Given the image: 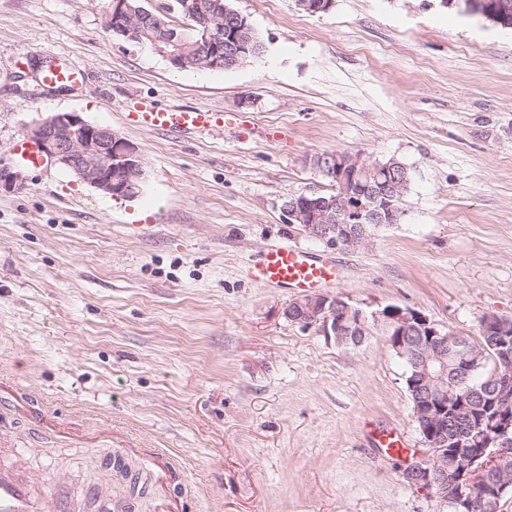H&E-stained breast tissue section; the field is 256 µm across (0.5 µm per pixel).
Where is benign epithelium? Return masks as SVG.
<instances>
[{"label": "benign epithelium", "instance_id": "obj_1", "mask_svg": "<svg viewBox=\"0 0 512 512\" xmlns=\"http://www.w3.org/2000/svg\"><path fill=\"white\" fill-rule=\"evenodd\" d=\"M310 15L326 14L334 0H295ZM461 12L489 21L503 16L500 0H443ZM105 26L136 44L149 42L152 50L178 69H222L247 64L255 53L243 15L224 7V25L203 23V40L188 44L183 35L158 16H145L130 0H112ZM48 162L110 197H129L144 175L139 150L110 128L86 121L77 112H57L26 130ZM316 167L335 184L336 194L310 205L307 194L283 202L286 222L300 224L328 247L349 251L371 240L370 224H395L397 202L408 185L407 168L395 159L383 164L360 153L335 152L319 156ZM23 177L16 168L0 167V185L17 186ZM289 321L314 328L338 344L342 335L365 333L369 322L383 321L391 329L389 343L407 363L412 375L409 392L426 455L405 460L401 467L407 484L448 503L451 512H501L512 499V344L503 339L512 320L491 313L481 319L485 333L499 342L498 389L483 399V411L474 418L466 398L457 397L448 384L447 338L421 312L387 306L366 315L340 297L306 294L284 310Z\"/></svg>", "mask_w": 512, "mask_h": 512}]
</instances>
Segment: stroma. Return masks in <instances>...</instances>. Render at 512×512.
I'll list each match as a JSON object with an SVG mask.
<instances>
[{"mask_svg":"<svg viewBox=\"0 0 512 512\" xmlns=\"http://www.w3.org/2000/svg\"><path fill=\"white\" fill-rule=\"evenodd\" d=\"M277 3L232 0L264 42L250 63L181 70L106 29L111 0H0V162L57 112L144 160L128 200L53 165L0 187V434L37 491L100 485L112 512H448L372 444L395 427L425 448L385 324L339 345L285 317L299 290L247 268L273 246L323 254L345 272L331 295L472 341L485 315L512 316V29L443 0H335L316 16ZM45 61L81 81L41 85ZM145 105L207 106L251 134L142 131L125 115ZM326 152L410 171L399 221L364 247L283 219L289 196L331 190ZM91 453L122 455L147 495L88 468Z\"/></svg>","mask_w":512,"mask_h":512,"instance_id":"1","label":"stroma"}]
</instances>
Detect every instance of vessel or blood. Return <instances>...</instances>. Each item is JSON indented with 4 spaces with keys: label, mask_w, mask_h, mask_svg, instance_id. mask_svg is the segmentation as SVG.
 <instances>
[{
    "label": "vessel or blood",
    "mask_w": 512,
    "mask_h": 512,
    "mask_svg": "<svg viewBox=\"0 0 512 512\" xmlns=\"http://www.w3.org/2000/svg\"><path fill=\"white\" fill-rule=\"evenodd\" d=\"M78 76L67 67L48 68L43 72L44 86H70ZM136 127L205 134L215 128L233 127V120L207 107L189 109L151 108L129 115ZM9 151L32 167L41 166L42 153L37 145L17 138ZM253 281L264 286L297 288L303 291L329 288L340 282L342 273L336 264L292 246H279L263 252L248 269ZM74 504L62 496L38 493L30 481L21 477L9 464H0V512H73Z\"/></svg>",
    "instance_id": "1"
}]
</instances>
